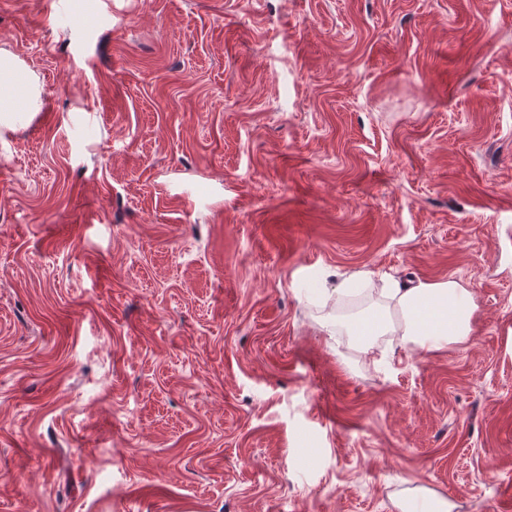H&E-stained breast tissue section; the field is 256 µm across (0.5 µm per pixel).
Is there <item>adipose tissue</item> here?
<instances>
[{
	"instance_id": "1",
	"label": "adipose tissue",
	"mask_w": 512,
	"mask_h": 512,
	"mask_svg": "<svg viewBox=\"0 0 512 512\" xmlns=\"http://www.w3.org/2000/svg\"><path fill=\"white\" fill-rule=\"evenodd\" d=\"M370 282L368 272L356 271L326 294L333 311L321 316L319 322L328 335H355L351 319L341 308L349 288ZM366 306L374 315L359 346L366 355L373 352L382 336H397L403 345L427 348L463 341L471 331V295L452 277L433 282L383 279L368 295Z\"/></svg>"
}]
</instances>
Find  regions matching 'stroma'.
Listing matches in <instances>:
<instances>
[{
	"label": "stroma",
	"mask_w": 512,
	"mask_h": 512,
	"mask_svg": "<svg viewBox=\"0 0 512 512\" xmlns=\"http://www.w3.org/2000/svg\"><path fill=\"white\" fill-rule=\"evenodd\" d=\"M0 0V512H512V0ZM457 279L461 342L317 317Z\"/></svg>",
	"instance_id": "obj_1"
}]
</instances>
